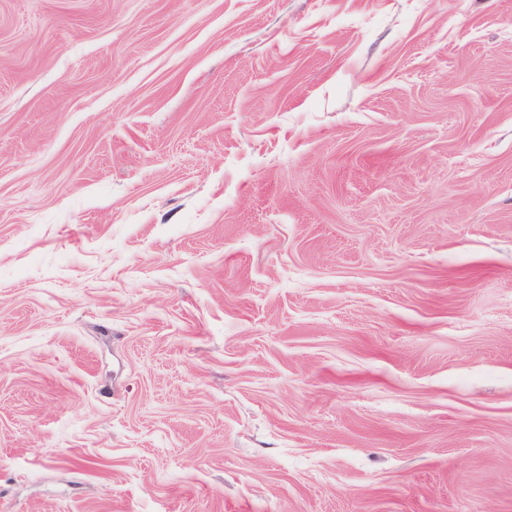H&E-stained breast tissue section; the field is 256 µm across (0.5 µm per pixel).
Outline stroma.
I'll list each match as a JSON object with an SVG mask.
<instances>
[{
    "label": "stroma",
    "mask_w": 512,
    "mask_h": 512,
    "mask_svg": "<svg viewBox=\"0 0 512 512\" xmlns=\"http://www.w3.org/2000/svg\"><path fill=\"white\" fill-rule=\"evenodd\" d=\"M0 512H512V0H0Z\"/></svg>",
    "instance_id": "35a3bbf8"
}]
</instances>
